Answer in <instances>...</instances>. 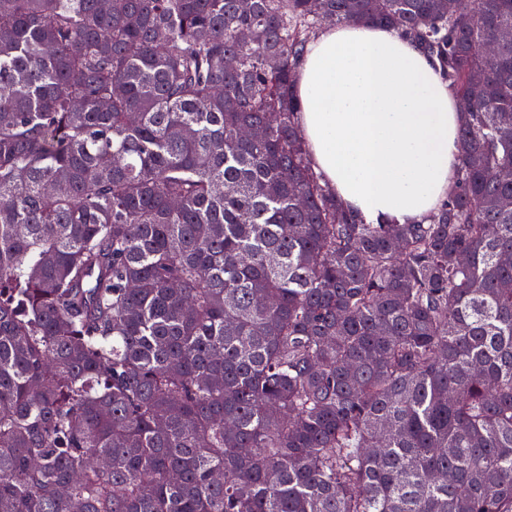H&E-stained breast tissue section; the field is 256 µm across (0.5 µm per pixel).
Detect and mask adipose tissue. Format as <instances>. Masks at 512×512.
I'll list each match as a JSON object with an SVG mask.
<instances>
[{"label": "adipose tissue", "mask_w": 512, "mask_h": 512, "mask_svg": "<svg viewBox=\"0 0 512 512\" xmlns=\"http://www.w3.org/2000/svg\"><path fill=\"white\" fill-rule=\"evenodd\" d=\"M295 74L312 166L344 206L374 224L425 221L448 192L463 122L438 66L395 29L338 24Z\"/></svg>", "instance_id": "ef3b65f1"}]
</instances>
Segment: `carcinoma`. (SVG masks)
Instances as JSON below:
<instances>
[{
  "mask_svg": "<svg viewBox=\"0 0 512 512\" xmlns=\"http://www.w3.org/2000/svg\"><path fill=\"white\" fill-rule=\"evenodd\" d=\"M325 16L398 29L470 103L422 224L312 168L294 70ZM505 24L0 0V512H512Z\"/></svg>",
  "mask_w": 512,
  "mask_h": 512,
  "instance_id": "carcinoma-1",
  "label": "carcinoma"
}]
</instances>
